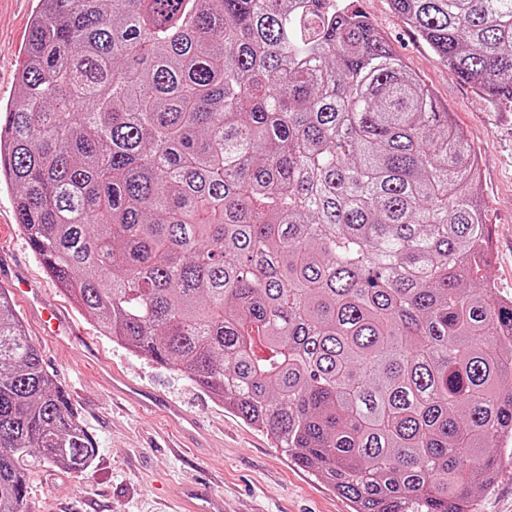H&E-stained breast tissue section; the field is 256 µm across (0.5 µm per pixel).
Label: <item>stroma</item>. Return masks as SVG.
Segmentation results:
<instances>
[{"instance_id": "obj_1", "label": "stroma", "mask_w": 512, "mask_h": 512, "mask_svg": "<svg viewBox=\"0 0 512 512\" xmlns=\"http://www.w3.org/2000/svg\"><path fill=\"white\" fill-rule=\"evenodd\" d=\"M38 0H0V107L19 94L16 73L28 23ZM391 42L398 56L445 105L478 155L479 200L491 233L489 279L493 297L512 299V111H489L479 94L449 74L389 0H353ZM14 190L0 184V286L22 277L42 290L44 303L68 312L83 337L70 347L41 334L22 303L14 308L37 347L45 371L66 390L93 438L97 456L77 478L39 461L29 462L27 512H176L184 486L215 490L222 512H350L325 482L292 461L260 431L192 382L145 355L101 335L92 321L50 279L16 222ZM107 357L129 379L193 417L206 444L180 445L156 409L138 410L112 393L100 374ZM489 486L477 492L472 512H512V439H499Z\"/></svg>"}]
</instances>
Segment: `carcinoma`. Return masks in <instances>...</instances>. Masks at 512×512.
<instances>
[{
	"label": "carcinoma",
	"mask_w": 512,
	"mask_h": 512,
	"mask_svg": "<svg viewBox=\"0 0 512 512\" xmlns=\"http://www.w3.org/2000/svg\"><path fill=\"white\" fill-rule=\"evenodd\" d=\"M512 106V0H390ZM0 179L104 336L184 372L351 512H471L512 437L477 159L347 0H39ZM96 456L0 287V512Z\"/></svg>",
	"instance_id": "1"
}]
</instances>
